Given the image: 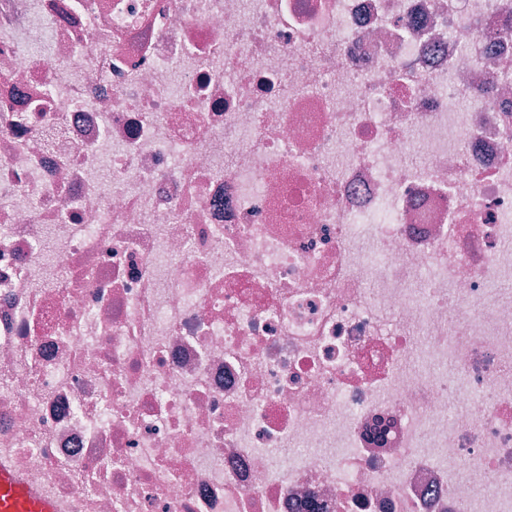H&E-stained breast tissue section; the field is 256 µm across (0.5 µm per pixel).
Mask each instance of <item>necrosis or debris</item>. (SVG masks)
<instances>
[{"label":"necrosis or debris","instance_id":"4bbe7bcc","mask_svg":"<svg viewBox=\"0 0 512 512\" xmlns=\"http://www.w3.org/2000/svg\"><path fill=\"white\" fill-rule=\"evenodd\" d=\"M511 280L512 0H0V455L59 512H512Z\"/></svg>","mask_w":512,"mask_h":512}]
</instances>
